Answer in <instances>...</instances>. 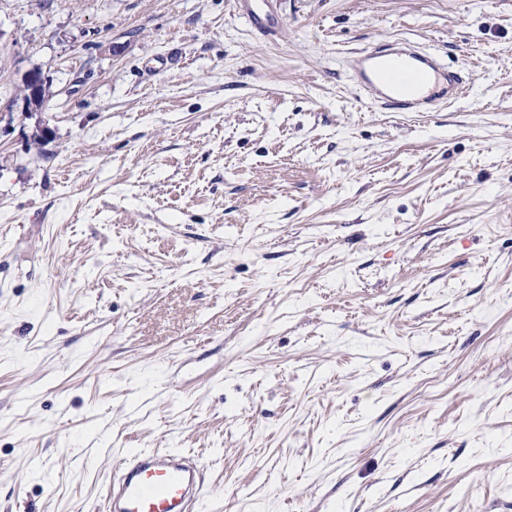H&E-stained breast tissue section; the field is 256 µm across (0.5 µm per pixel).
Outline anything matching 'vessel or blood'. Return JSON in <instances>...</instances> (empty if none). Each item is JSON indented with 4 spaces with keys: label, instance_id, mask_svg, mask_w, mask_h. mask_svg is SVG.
<instances>
[{
    "label": "vessel or blood",
    "instance_id": "vessel-or-blood-1",
    "mask_svg": "<svg viewBox=\"0 0 512 512\" xmlns=\"http://www.w3.org/2000/svg\"><path fill=\"white\" fill-rule=\"evenodd\" d=\"M359 89L393 112H430L465 92L460 75L403 40H386L355 57ZM203 472L182 452L135 451L115 461L98 512H196Z\"/></svg>",
    "mask_w": 512,
    "mask_h": 512
}]
</instances>
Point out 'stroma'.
Listing matches in <instances>:
<instances>
[{
	"label": "stroma",
	"mask_w": 512,
	"mask_h": 512,
	"mask_svg": "<svg viewBox=\"0 0 512 512\" xmlns=\"http://www.w3.org/2000/svg\"><path fill=\"white\" fill-rule=\"evenodd\" d=\"M0 0V512L179 449L202 512H512V0ZM405 39L467 75L361 100ZM359 89L391 112H431L466 90L461 76L405 40H385L355 57ZM45 84L46 82L39 72L30 73L23 80L22 85L28 88V96L21 98L23 102L22 116L25 118L32 116V112L43 110L46 104V99L43 98Z\"/></svg>",
	"instance_id": "obj_1"
}]
</instances>
